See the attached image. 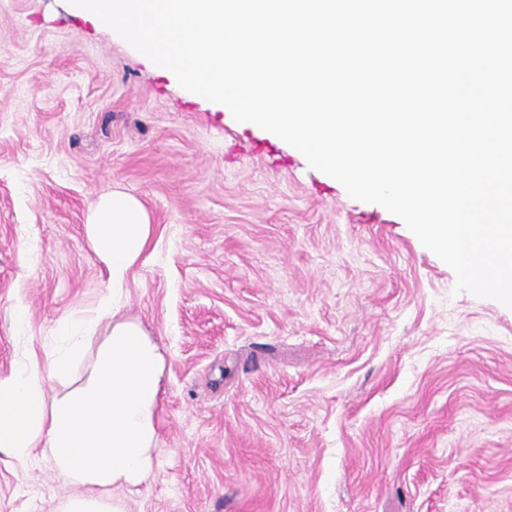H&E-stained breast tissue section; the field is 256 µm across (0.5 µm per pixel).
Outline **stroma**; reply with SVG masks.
I'll list each match as a JSON object with an SVG mask.
<instances>
[{
	"label": "stroma",
	"mask_w": 512,
	"mask_h": 512,
	"mask_svg": "<svg viewBox=\"0 0 512 512\" xmlns=\"http://www.w3.org/2000/svg\"><path fill=\"white\" fill-rule=\"evenodd\" d=\"M115 188L153 226L123 313L165 356L126 512H512V308L68 0H0V374L105 294ZM68 493L0 453V512Z\"/></svg>",
	"instance_id": "35a3bbf8"
}]
</instances>
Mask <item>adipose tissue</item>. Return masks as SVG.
Here are the masks:
<instances>
[{
    "label": "adipose tissue",
    "instance_id": "obj_1",
    "mask_svg": "<svg viewBox=\"0 0 512 512\" xmlns=\"http://www.w3.org/2000/svg\"><path fill=\"white\" fill-rule=\"evenodd\" d=\"M86 228L109 272L107 294L69 320L45 355L23 350L17 367L0 374V451L21 463L48 460L74 491L62 512H124L109 492L148 479L164 393L160 345L142 322L122 314L152 228L140 201L119 189L92 203ZM80 362L86 372L74 385ZM51 382L61 392L48 394Z\"/></svg>",
    "mask_w": 512,
    "mask_h": 512
}]
</instances>
